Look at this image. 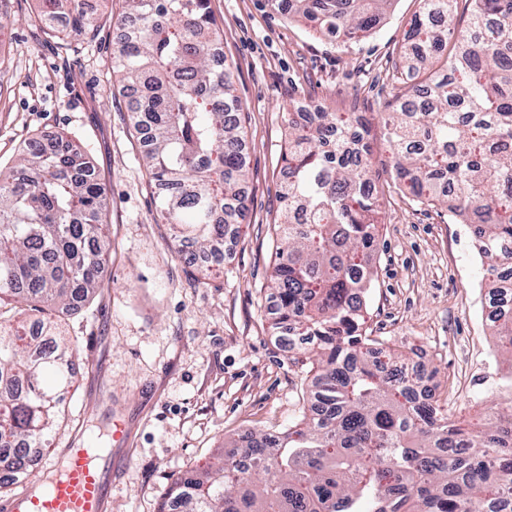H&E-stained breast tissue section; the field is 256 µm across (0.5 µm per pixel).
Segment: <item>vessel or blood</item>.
Instances as JSON below:
<instances>
[{
    "label": "vessel or blood",
    "mask_w": 512,
    "mask_h": 512,
    "mask_svg": "<svg viewBox=\"0 0 512 512\" xmlns=\"http://www.w3.org/2000/svg\"><path fill=\"white\" fill-rule=\"evenodd\" d=\"M59 463L58 475L27 482L6 512H110L111 481L94 449H65Z\"/></svg>",
    "instance_id": "vessel-or-blood-1"
}]
</instances>
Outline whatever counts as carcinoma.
Wrapping results in <instances>:
<instances>
[{
    "label": "carcinoma",
    "instance_id": "cac0c4a2",
    "mask_svg": "<svg viewBox=\"0 0 512 512\" xmlns=\"http://www.w3.org/2000/svg\"><path fill=\"white\" fill-rule=\"evenodd\" d=\"M137 23L113 56L133 128L173 239L224 265V236L243 223L246 140L231 72L215 64L221 33L207 0H126ZM391 0H277L331 38L358 40ZM423 0L401 47L399 84L385 119L393 182L420 204L443 205L472 230L493 300L512 263V0H469L454 36L452 4ZM39 20L67 34L96 30L85 0H48ZM368 131L355 112L288 113L281 246L272 329L312 352L316 390L300 423L279 436L249 432L218 469L177 478L167 506L188 512H512V403L479 426L456 424L423 388L435 372L384 348L364 329L379 191ZM106 188L85 152L58 136L31 139L0 170V468L30 476L75 381L64 313L100 287L109 251ZM31 300L34 320L1 308ZM512 354V306L490 316Z\"/></svg>",
    "mask_w": 512,
    "mask_h": 512
}]
</instances>
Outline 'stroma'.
Masks as SVG:
<instances>
[{
  "instance_id": "1",
  "label": "stroma",
  "mask_w": 512,
  "mask_h": 512,
  "mask_svg": "<svg viewBox=\"0 0 512 512\" xmlns=\"http://www.w3.org/2000/svg\"><path fill=\"white\" fill-rule=\"evenodd\" d=\"M93 42L63 25H35L43 0H0V167L33 137L83 143L108 191L111 252L101 286L63 318L77 381L45 472L107 423L122 440L112 459V512H159L172 483L218 461L231 440L276 433L299 415L312 375L303 350H284L277 316V196L296 102L366 121L381 215L375 276L363 311L372 337L436 373L431 385L468 422L512 401V356L489 325L484 269L465 225L443 206L411 201L390 176L383 114L396 93L394 62L421 0H394L359 41H333L272 0H208L242 104L248 168L246 218L224 240V268L203 277L160 214L127 97L111 68L124 0H90Z\"/></svg>"
}]
</instances>
